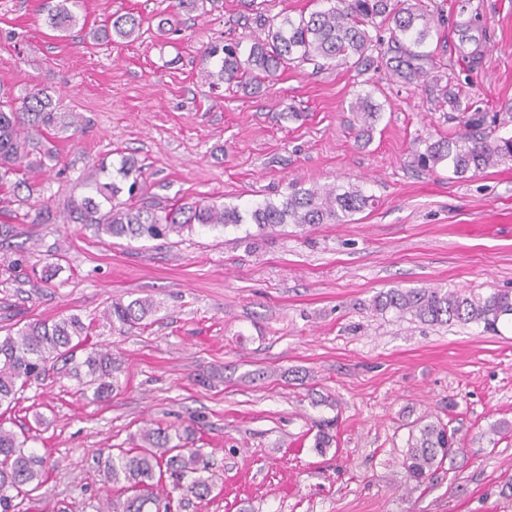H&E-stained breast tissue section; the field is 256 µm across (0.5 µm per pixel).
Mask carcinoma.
I'll list each match as a JSON object with an SVG mask.
<instances>
[{"instance_id":"1","label":"carcinoma","mask_w":512,"mask_h":512,"mask_svg":"<svg viewBox=\"0 0 512 512\" xmlns=\"http://www.w3.org/2000/svg\"><path fill=\"white\" fill-rule=\"evenodd\" d=\"M73 0H58L47 11L48 27L66 32L76 25L69 8ZM329 7L294 19L257 18L264 31L250 46L242 42L214 45L205 52L215 60L216 70L207 76L243 88L260 89L274 80L277 72L294 63L322 59L328 63L361 64L368 53L385 42L398 45L400 55L391 70L407 83H419L427 77L423 62L431 53L422 50L433 30L431 15L421 0H326ZM143 19L132 13L114 14L101 26L108 42L127 40L137 34ZM361 123L360 135L371 137L381 118L382 106L371 93L359 94L351 104ZM76 125V121L58 111L53 98L40 88H31L22 96L0 85V188L14 195L26 191V199L40 193L39 183L26 173L41 170L56 160V153L43 143L44 133ZM422 163L433 167L447 163L460 178L476 174L502 162L512 161V136H496L483 131L482 119L469 120L456 137L427 145L418 155ZM121 179L135 176L128 188L133 193L141 167L125 157L116 170ZM122 192L116 182H95V195L73 204L77 224H92L98 235L111 238L168 239L199 225L209 228L238 227L253 224L259 230L285 227L305 228L316 224H343L347 218L373 203L358 184L294 187L278 201L267 200L241 210L236 206L214 203H174L157 211L147 206H131L116 201ZM370 310L377 315L392 313L398 318L410 316L431 325L475 324L484 331H499V323L512 322V293L494 291L488 295L465 294L442 288H390L373 297ZM158 311L150 297L129 302L115 300L103 311V324L129 330L143 325ZM97 320L84 321L71 314L51 323L29 321L17 330L0 335V408L11 407L16 396L45 375L48 365L58 360L73 363V377L102 400L121 388L117 377L120 365L108 350L89 343L99 327ZM84 358L76 360L77 353ZM417 432L409 433L403 465L410 480L422 485L457 452L456 432L440 422H419ZM143 439L149 447L138 451L121 450L103 462L108 482L120 487L127 497L112 512H145L147 504L159 505L153 488L163 475L173 486L188 484L199 497L211 492V479L198 466V452L178 443L163 429H148ZM27 440L5 428L0 422V512H15V499L30 495L43 483L42 457L25 450Z\"/></svg>"}]
</instances>
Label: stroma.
Instances as JSON below:
<instances>
[{
  "label": "stroma",
  "instance_id": "35a3bbf8",
  "mask_svg": "<svg viewBox=\"0 0 512 512\" xmlns=\"http://www.w3.org/2000/svg\"><path fill=\"white\" fill-rule=\"evenodd\" d=\"M46 0H0V83L49 91L77 128L49 140L39 173L50 206L14 202L0 234V327L150 297L160 310L93 341L121 361V388L83 396L57 362L5 416L47 456L19 512H107L117 487L97 460L142 447L146 428L186 432L213 481L198 499L165 484L173 512H512V326L430 325L372 314L390 288L512 292V161L461 179L418 165L427 144L483 117L512 133V0H424L433 61L418 84L370 67L294 63L260 92L205 79L204 52L251 43L257 16H298L319 0H78L58 34ZM143 16L131 42L89 32L112 13ZM176 30L160 34V19ZM479 18L462 40L460 22ZM383 107L371 140L350 105ZM143 167L139 204L203 200L242 208L291 185H361L374 202L346 224L259 232L198 227L180 237H97L72 223L100 164ZM19 269H9L11 260ZM331 421L316 450L317 424ZM421 420L456 429L462 449L424 485L402 465ZM500 426L491 434V426Z\"/></svg>",
  "mask_w": 512,
  "mask_h": 512
}]
</instances>
